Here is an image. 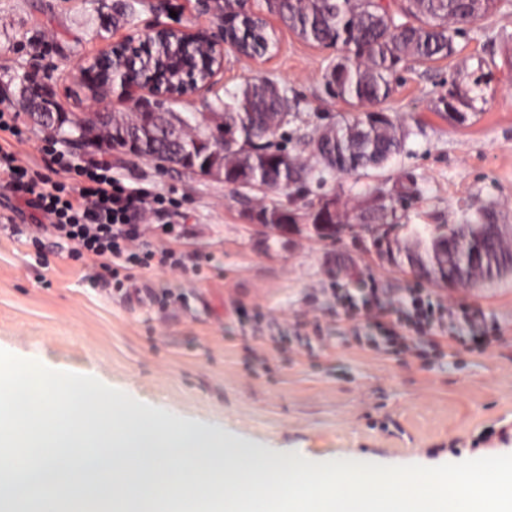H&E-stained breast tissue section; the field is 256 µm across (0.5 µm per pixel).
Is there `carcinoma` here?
Here are the masks:
<instances>
[{"label": "carcinoma", "mask_w": 512, "mask_h": 512, "mask_svg": "<svg viewBox=\"0 0 512 512\" xmlns=\"http://www.w3.org/2000/svg\"><path fill=\"white\" fill-rule=\"evenodd\" d=\"M503 0H265L267 12L278 16L298 38L324 47H341L344 54L336 58L323 75L325 93L345 102L376 105L392 94L400 72L415 65L447 59L456 52L454 39L461 26L493 15ZM224 15L228 34L243 43L244 52L263 47L270 40L266 20L246 16L249 5L243 0H216ZM168 49L142 55L137 66L154 70L165 62L162 76L177 83L192 75L202 83L210 69L208 56L198 49ZM469 83L448 84L434 102V109L448 120L463 123L466 112L475 110L474 102L492 78L489 63L479 61L468 74ZM20 96L33 112H56L52 91L41 81L28 75L20 79ZM221 121L215 127L182 123L170 127L162 115L144 117L138 111L131 116L117 114L107 122L86 115L79 122L64 118L51 130L66 140L94 143L109 150H121L146 160L171 164L189 158L195 171L206 175L208 169L222 170L224 184L270 189H293L309 192L315 169L288 152L285 127L294 122L288 97L277 84L260 79L250 82L230 97L229 102L208 105ZM329 135L313 138V156L323 169L337 174L368 173L382 169L406 149L409 132L398 127L382 110L360 112L351 119L325 126ZM414 192V181H406L395 193L376 196L355 215L358 224L382 227L401 220L398 206ZM264 224H294L288 209L263 206L258 209ZM313 224H347V213L330 212L324 206L312 205L309 216ZM491 208L479 211L465 224L439 225L430 239L418 238L411 247L385 234L377 247L380 258L415 266L418 257L429 253V240L446 242L455 253L448 266L427 267L429 278L441 282L464 284L460 271H467L483 282L500 279L512 267V249L498 242L490 231L480 240L468 238L473 224H495Z\"/></svg>", "instance_id": "1"}]
</instances>
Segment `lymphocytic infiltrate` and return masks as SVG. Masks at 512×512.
<instances>
[{"label": "lymphocytic infiltrate", "mask_w": 512, "mask_h": 512, "mask_svg": "<svg viewBox=\"0 0 512 512\" xmlns=\"http://www.w3.org/2000/svg\"><path fill=\"white\" fill-rule=\"evenodd\" d=\"M60 172L75 173L77 184L57 180ZM0 188L49 219L56 245L67 247L73 261L93 268V282L121 293L138 271L200 272L182 252L143 242L144 227L134 218L157 212L164 199L151 189L125 185L113 176L108 160L78 163L65 150L54 148L39 170L0 146ZM338 302L345 314L360 310L370 317L379 333L380 349L390 353L413 352L417 337L444 338L449 323L468 322L472 315L471 309L448 308L418 288L395 308L383 307L375 288L343 292Z\"/></svg>", "instance_id": "1"}]
</instances>
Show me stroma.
Masks as SVG:
<instances>
[{"mask_svg":"<svg viewBox=\"0 0 512 512\" xmlns=\"http://www.w3.org/2000/svg\"><path fill=\"white\" fill-rule=\"evenodd\" d=\"M118 0H0V110L17 113L20 159L42 167L56 138L33 124L17 101L19 78L34 74L55 91L64 111L129 112L119 93L95 94L79 81L84 61L126 37L145 40L152 26L206 27L197 0H137L127 23L104 29L105 8ZM277 46L257 58L224 53L211 89L172 102L171 111L204 122L207 101L253 78L275 81L299 114L288 125L290 154L309 157L316 128L361 112L327 97L325 70L339 49L304 42L265 14ZM512 33V0L492 17L466 26L455 56L402 73L382 105L409 133L407 150L384 169L328 176L310 193L233 189L223 181L91 144L71 145L81 158H106L125 184L165 198L148 217L144 239L199 257L200 275L136 273L134 285L168 291V305L128 298L92 284L66 251L44 237L43 249L13 233L32 209L0 190V349L60 371L90 375L160 408L167 435L192 427L213 431L226 458L237 447L288 457L305 449L329 461L359 455L399 466H437L512 454V274L495 284L449 287L380 261L351 234L330 240L301 230L287 238L255 225L258 205L280 203L307 214L320 194L347 210L390 193L405 177L416 192L397 233L458 224L487 207L512 225V48L491 33ZM494 62V78L462 123L433 108L461 64ZM173 224L175 235L159 227ZM375 282L398 301L419 288L453 305L479 310V324L499 336L481 353L467 331L448 341L430 366L407 354L374 349L354 338L334 289Z\"/></svg>","mask_w":512,"mask_h":512,"instance_id":"obj_1","label":"stroma"}]
</instances>
